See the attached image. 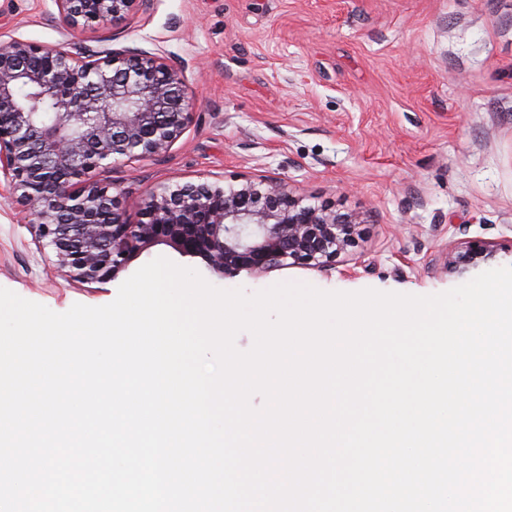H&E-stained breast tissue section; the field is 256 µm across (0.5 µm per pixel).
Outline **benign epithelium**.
Instances as JSON below:
<instances>
[{"label":"benign epithelium","instance_id":"obj_1","mask_svg":"<svg viewBox=\"0 0 512 512\" xmlns=\"http://www.w3.org/2000/svg\"><path fill=\"white\" fill-rule=\"evenodd\" d=\"M71 29L126 18L148 0H53ZM47 96L54 119L31 99ZM194 113L180 65L147 51L44 47L16 38L0 48V174L6 199L24 207L37 250L67 280L106 284L131 258L169 244L223 279L286 267L328 271L355 246L360 217L304 203L263 176L238 184H161L128 222L110 186L89 177L105 161L166 155ZM497 249L467 241L444 255L459 278L491 265Z\"/></svg>","mask_w":512,"mask_h":512}]
</instances>
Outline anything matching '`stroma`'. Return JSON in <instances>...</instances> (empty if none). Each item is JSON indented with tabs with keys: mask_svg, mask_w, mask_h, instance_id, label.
Here are the masks:
<instances>
[{
	"mask_svg": "<svg viewBox=\"0 0 512 512\" xmlns=\"http://www.w3.org/2000/svg\"><path fill=\"white\" fill-rule=\"evenodd\" d=\"M15 38L144 50L183 67L196 114L182 138L164 157L98 175L129 222L158 184L260 174L364 219L329 271L209 276L216 287L436 294L460 285L441 261L467 240L505 249L512 266V0H152L78 32L53 0H0V47ZM160 256L204 268L158 244L117 280L68 282L37 251L26 211L0 197V287L54 312L112 302Z\"/></svg>",
	"mask_w": 512,
	"mask_h": 512,
	"instance_id": "obj_1",
	"label": "stroma"
}]
</instances>
